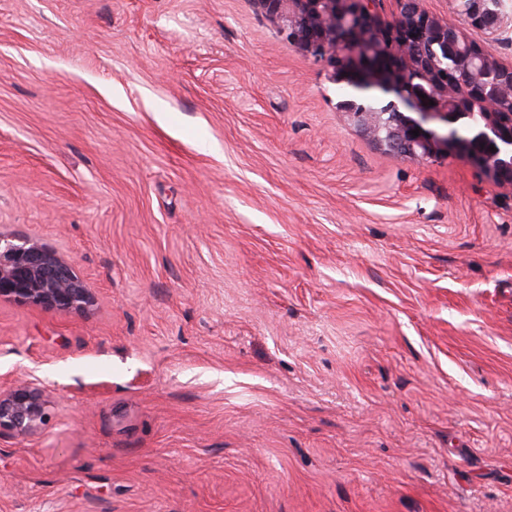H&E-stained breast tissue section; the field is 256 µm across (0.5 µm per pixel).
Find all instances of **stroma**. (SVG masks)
I'll use <instances>...</instances> for the list:
<instances>
[{"instance_id":"obj_1","label":"stroma","mask_w":512,"mask_h":512,"mask_svg":"<svg viewBox=\"0 0 512 512\" xmlns=\"http://www.w3.org/2000/svg\"><path fill=\"white\" fill-rule=\"evenodd\" d=\"M341 98L257 0H0V235L94 296L0 300V512H512V185ZM47 420L42 390L32 382L14 385L0 393V432L28 434Z\"/></svg>"}]
</instances>
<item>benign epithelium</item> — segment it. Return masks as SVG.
<instances>
[{
	"label": "benign epithelium",
	"mask_w": 512,
	"mask_h": 512,
	"mask_svg": "<svg viewBox=\"0 0 512 512\" xmlns=\"http://www.w3.org/2000/svg\"><path fill=\"white\" fill-rule=\"evenodd\" d=\"M258 2L281 22L291 45L327 64L333 80L359 89L379 88L390 96L380 112H369L353 99L341 102L373 140L425 159L463 155L491 177L512 184V113L498 106L500 99L512 98V66L487 54L460 26L425 11L420 0H397L398 17L388 23L379 20L375 0ZM457 12L468 25L489 34L503 23L497 0H457ZM421 13L430 57L394 40L396 25L405 26ZM442 57L462 68L478 93L436 80ZM463 115L478 117L477 126L456 127ZM0 299L58 313L82 311L93 303L90 290L54 250L33 239L2 237ZM46 420L36 384L23 382L0 393V432L28 434Z\"/></svg>",
	"instance_id": "1"
}]
</instances>
